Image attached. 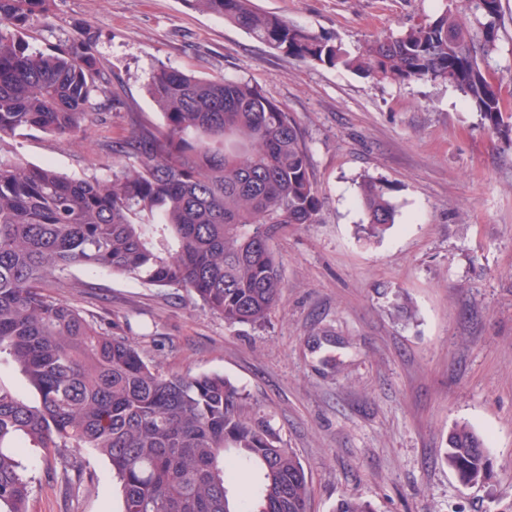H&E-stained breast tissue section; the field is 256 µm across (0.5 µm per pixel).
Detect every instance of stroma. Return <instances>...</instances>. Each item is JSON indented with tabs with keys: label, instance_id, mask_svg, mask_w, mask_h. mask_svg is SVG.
<instances>
[{
	"label": "stroma",
	"instance_id": "35a3bbf8",
	"mask_svg": "<svg viewBox=\"0 0 512 512\" xmlns=\"http://www.w3.org/2000/svg\"><path fill=\"white\" fill-rule=\"evenodd\" d=\"M254 2L352 53L446 5ZM83 30L111 91L94 98L85 138L21 131L0 156L76 180L111 175V144L164 124L148 84L165 64L248 82L290 113L323 209L273 240L287 288L264 325L230 326L193 293L83 267L65 299L165 372H218L243 387L299 455L309 512H333L348 494L376 512H512V141L455 88L300 62L186 0H54L27 40L48 52ZM367 176L396 207L372 241L358 234ZM397 290L409 318L390 313ZM458 423L487 443V487L462 486L441 459ZM81 461L68 474L60 456L28 449L29 512H121L108 459L86 449Z\"/></svg>",
	"mask_w": 512,
	"mask_h": 512
}]
</instances>
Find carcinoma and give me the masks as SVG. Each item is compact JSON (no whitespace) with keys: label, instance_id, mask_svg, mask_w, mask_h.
<instances>
[{"label":"carcinoma","instance_id":"obj_1","mask_svg":"<svg viewBox=\"0 0 512 512\" xmlns=\"http://www.w3.org/2000/svg\"><path fill=\"white\" fill-rule=\"evenodd\" d=\"M54 0H0V136L39 130L78 139L107 80L85 36L51 52L24 39ZM297 60L342 66L375 80L446 82L500 135L512 134L501 85L489 74L501 0H448L439 13L356 55L253 0H187ZM150 93L164 129L115 145L133 155L103 179L0 158V353L38 400L0 387V512H28L20 456L92 449L120 484L122 512H307L310 485L297 453L244 390L223 374H165L112 323L87 318L60 294L74 267H92L194 293L228 325L265 324L287 285L272 241L318 221L322 201L297 123L247 83L200 79L166 65ZM359 203L368 239L395 223L371 178ZM444 462L483 488L493 460L471 426L448 433ZM229 470H257L258 485L229 495ZM334 512H376L357 496Z\"/></svg>","mask_w":512,"mask_h":512}]
</instances>
